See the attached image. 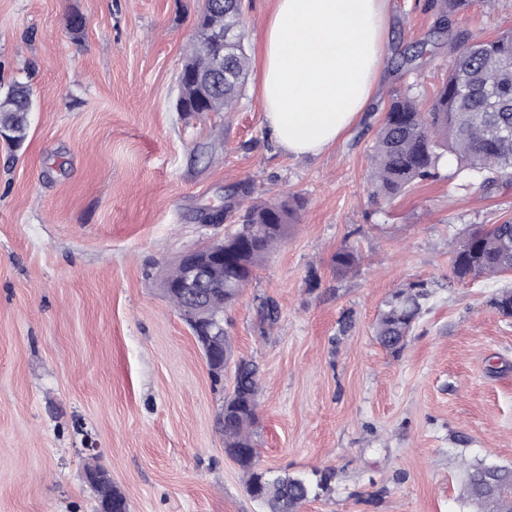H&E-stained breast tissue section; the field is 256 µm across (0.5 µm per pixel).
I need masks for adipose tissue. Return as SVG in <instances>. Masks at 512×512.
Here are the masks:
<instances>
[{"instance_id": "1", "label": "adipose tissue", "mask_w": 512, "mask_h": 512, "mask_svg": "<svg viewBox=\"0 0 512 512\" xmlns=\"http://www.w3.org/2000/svg\"><path fill=\"white\" fill-rule=\"evenodd\" d=\"M388 0H276L262 41L265 122L291 155L333 145L379 81Z\"/></svg>"}]
</instances>
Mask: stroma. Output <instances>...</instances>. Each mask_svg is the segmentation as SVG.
<instances>
[{
  "label": "stroma",
  "mask_w": 512,
  "mask_h": 512,
  "mask_svg": "<svg viewBox=\"0 0 512 512\" xmlns=\"http://www.w3.org/2000/svg\"><path fill=\"white\" fill-rule=\"evenodd\" d=\"M275 0H244L250 72L231 112H176L202 0H0V85L31 86L22 149L0 142V512H96L87 466L129 512H263L216 429L223 395L165 297L166 272L220 240L204 221L251 182L301 195L297 224L224 311L236 356L260 370L259 463L329 469L335 491L301 512H469L461 459L512 465V273L457 281L451 240L512 219V184L459 188L455 163L393 200L370 195V153L392 96L429 104L447 44L415 66L431 0H389L378 89L316 155L284 152L261 97ZM86 26L73 37L67 18ZM464 25L512 30V0H473ZM351 247L347 275L333 257ZM433 293L400 353L373 326L411 281ZM280 321L264 334L255 297ZM348 331H341L344 319Z\"/></svg>",
  "instance_id": "35a3bbf8"
}]
</instances>
